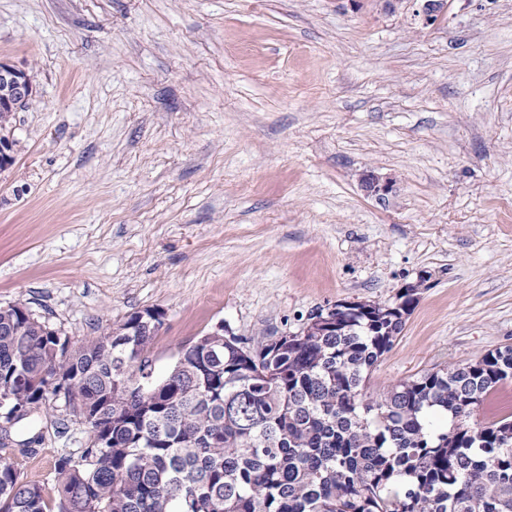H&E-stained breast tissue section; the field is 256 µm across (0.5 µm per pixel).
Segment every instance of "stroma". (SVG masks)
<instances>
[{"mask_svg":"<svg viewBox=\"0 0 512 512\" xmlns=\"http://www.w3.org/2000/svg\"><path fill=\"white\" fill-rule=\"evenodd\" d=\"M446 2L426 25L380 0H0V62L36 90L0 172V305L75 344L158 309L161 378L199 336L420 283L371 395L512 344V0ZM12 437L51 500L88 432L60 400Z\"/></svg>","mask_w":512,"mask_h":512,"instance_id":"1","label":"stroma"}]
</instances>
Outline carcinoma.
Returning a JSON list of instances; mask_svg holds the SVG:
<instances>
[{"label":"carcinoma","instance_id":"obj_1","mask_svg":"<svg viewBox=\"0 0 512 512\" xmlns=\"http://www.w3.org/2000/svg\"><path fill=\"white\" fill-rule=\"evenodd\" d=\"M28 105L0 109V140ZM415 294L338 304L294 336L206 334L158 383L160 319L74 345L26 302L0 306V399L22 411L0 445L60 399L92 419L53 503L0 458V512H512V415L468 423L512 379V345L364 392Z\"/></svg>","mask_w":512,"mask_h":512}]
</instances>
